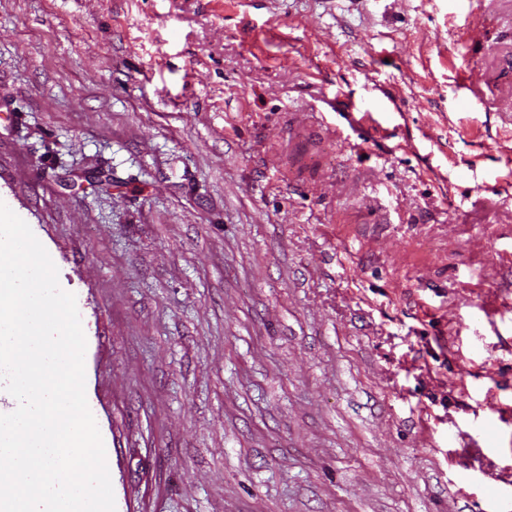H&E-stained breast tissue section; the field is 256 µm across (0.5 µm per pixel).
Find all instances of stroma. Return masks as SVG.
Masks as SVG:
<instances>
[{"label":"stroma","mask_w":512,"mask_h":512,"mask_svg":"<svg viewBox=\"0 0 512 512\" xmlns=\"http://www.w3.org/2000/svg\"><path fill=\"white\" fill-rule=\"evenodd\" d=\"M509 60L512 0H0L116 512H512Z\"/></svg>","instance_id":"35a3bbf8"}]
</instances>
